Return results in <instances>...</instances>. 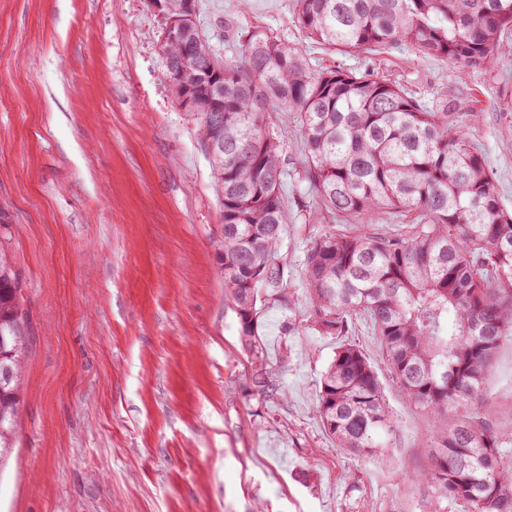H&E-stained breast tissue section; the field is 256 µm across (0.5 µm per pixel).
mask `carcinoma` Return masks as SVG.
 <instances>
[{"mask_svg":"<svg viewBox=\"0 0 512 512\" xmlns=\"http://www.w3.org/2000/svg\"><path fill=\"white\" fill-rule=\"evenodd\" d=\"M164 45L171 90H187L190 116L211 166L224 224V286L242 338L260 347V288L286 303L280 246L288 205L280 141L266 112L294 113L303 180L330 229L307 247L302 270L315 329L347 336L370 319L384 362L408 402L438 429L423 481L430 512H512V456L484 407L483 387L501 344L512 339V214L484 155L440 99L428 106L368 70L310 63L262 26L233 31L235 52L212 43L198 11H181ZM310 40L342 53L407 47L461 67L512 55V0H295ZM224 99V120L211 112ZM388 209L401 229L372 214ZM21 279L0 248V459L12 448L27 329ZM319 419L336 447L373 454L392 431L374 365L344 343L321 376ZM454 413L448 422V413Z\"/></svg>","mask_w":512,"mask_h":512,"instance_id":"1","label":"carcinoma"}]
</instances>
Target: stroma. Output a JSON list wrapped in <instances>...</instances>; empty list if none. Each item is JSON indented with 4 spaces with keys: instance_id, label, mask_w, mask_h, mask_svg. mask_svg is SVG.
I'll return each instance as SVG.
<instances>
[{
    "instance_id": "stroma-1",
    "label": "stroma",
    "mask_w": 512,
    "mask_h": 512,
    "mask_svg": "<svg viewBox=\"0 0 512 512\" xmlns=\"http://www.w3.org/2000/svg\"><path fill=\"white\" fill-rule=\"evenodd\" d=\"M208 33L260 25L318 60L447 98L512 212V57L458 70L407 48L329 54L294 0H198ZM146 0H0V242L27 336L0 512H429L430 415L385 368L370 321L350 340L377 368L393 433L356 456L315 412L340 343L310 324L301 260L332 221L283 146L287 304L266 303L261 349L224 288V226L195 124L174 98ZM266 368L271 387L251 377ZM484 402L512 454V341Z\"/></svg>"
}]
</instances>
